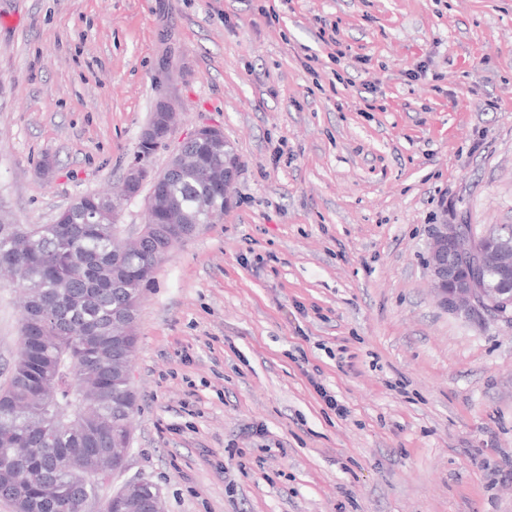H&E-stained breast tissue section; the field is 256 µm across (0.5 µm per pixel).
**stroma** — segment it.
<instances>
[{"instance_id":"1","label":"stroma","mask_w":512,"mask_h":512,"mask_svg":"<svg viewBox=\"0 0 512 512\" xmlns=\"http://www.w3.org/2000/svg\"><path fill=\"white\" fill-rule=\"evenodd\" d=\"M165 91L149 165L209 124L243 172L143 290L102 498L139 476L163 512H512V325L448 312L427 270L432 225L512 224V0H0L15 223L119 189ZM19 301L0 280V380ZM176 102L172 95L165 93L158 97L151 120L142 130L140 143L156 147L167 138L178 119ZM139 143L138 157L144 160L150 158L151 151H147Z\"/></svg>"}]
</instances>
